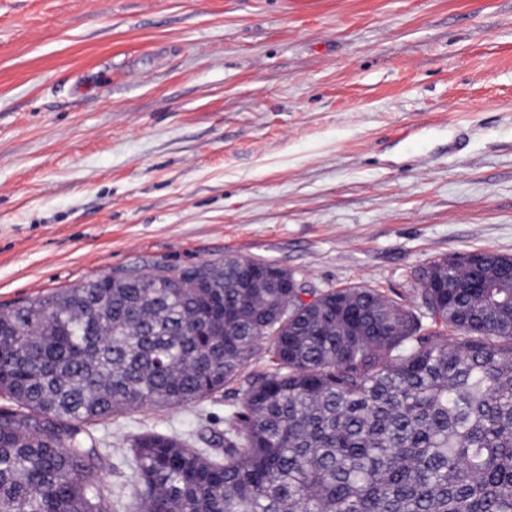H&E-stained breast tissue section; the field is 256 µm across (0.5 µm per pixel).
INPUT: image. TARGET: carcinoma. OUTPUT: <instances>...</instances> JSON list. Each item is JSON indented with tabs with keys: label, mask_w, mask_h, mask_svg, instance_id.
<instances>
[{
	"label": "carcinoma",
	"mask_w": 512,
	"mask_h": 512,
	"mask_svg": "<svg viewBox=\"0 0 512 512\" xmlns=\"http://www.w3.org/2000/svg\"><path fill=\"white\" fill-rule=\"evenodd\" d=\"M266 265L209 262L201 286L155 263L0 311V512H512V257L430 262L415 308ZM241 376L224 460L134 435L112 503L83 426Z\"/></svg>",
	"instance_id": "carcinoma-1"
}]
</instances>
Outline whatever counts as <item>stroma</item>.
<instances>
[{
	"instance_id": "stroma-1",
	"label": "stroma",
	"mask_w": 512,
	"mask_h": 512,
	"mask_svg": "<svg viewBox=\"0 0 512 512\" xmlns=\"http://www.w3.org/2000/svg\"><path fill=\"white\" fill-rule=\"evenodd\" d=\"M512 256V0H0V308L227 256L415 304ZM240 383L90 426L222 442Z\"/></svg>"
}]
</instances>
